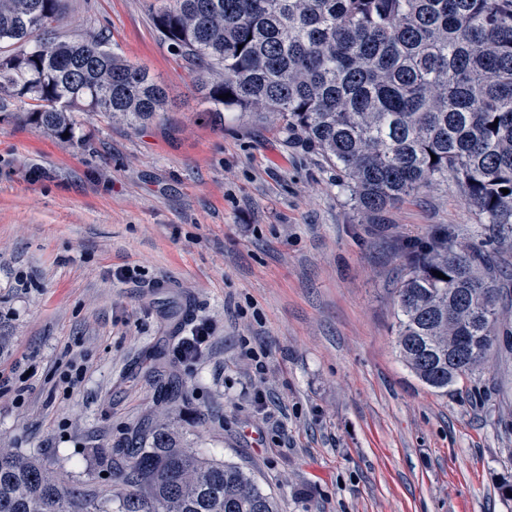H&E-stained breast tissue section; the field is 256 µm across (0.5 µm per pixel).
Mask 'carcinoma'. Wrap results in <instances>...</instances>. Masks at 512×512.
Returning a JSON list of instances; mask_svg holds the SVG:
<instances>
[{
	"label": "carcinoma",
	"mask_w": 512,
	"mask_h": 512,
	"mask_svg": "<svg viewBox=\"0 0 512 512\" xmlns=\"http://www.w3.org/2000/svg\"><path fill=\"white\" fill-rule=\"evenodd\" d=\"M66 3L0 0V108L18 100L20 121L71 143L78 112L161 116L167 88L147 68L101 34L63 37ZM153 25L207 112L278 114L367 220L453 179L484 230L413 246L397 349L440 393L475 375L512 336V0H167ZM118 472L134 490L115 501L0 448V512H278L240 467L198 457L166 423Z\"/></svg>",
	"instance_id": "carcinoma-1"
}]
</instances>
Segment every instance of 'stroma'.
<instances>
[{"mask_svg": "<svg viewBox=\"0 0 512 512\" xmlns=\"http://www.w3.org/2000/svg\"><path fill=\"white\" fill-rule=\"evenodd\" d=\"M155 3L68 0L64 30L149 69L162 118L80 112L77 146L0 120V372L15 380L0 448L118 494L111 459L166 420L279 512H512V347L444 394L396 348L407 244L481 231L459 188L436 181L365 223L274 115L211 121L155 34ZM199 323L210 337L181 359ZM73 359L85 378L66 390Z\"/></svg>", "mask_w": 512, "mask_h": 512, "instance_id": "1", "label": "stroma"}]
</instances>
